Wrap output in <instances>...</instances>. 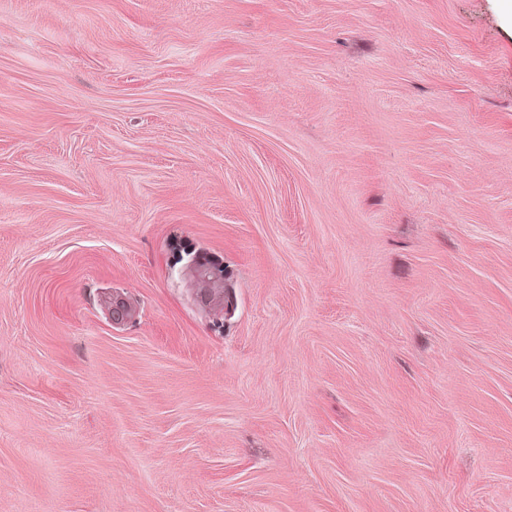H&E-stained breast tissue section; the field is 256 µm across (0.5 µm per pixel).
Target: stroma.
I'll return each mask as SVG.
<instances>
[{
	"instance_id": "1",
	"label": "stroma",
	"mask_w": 512,
	"mask_h": 512,
	"mask_svg": "<svg viewBox=\"0 0 512 512\" xmlns=\"http://www.w3.org/2000/svg\"><path fill=\"white\" fill-rule=\"evenodd\" d=\"M0 512H512L497 0H0Z\"/></svg>"
}]
</instances>
